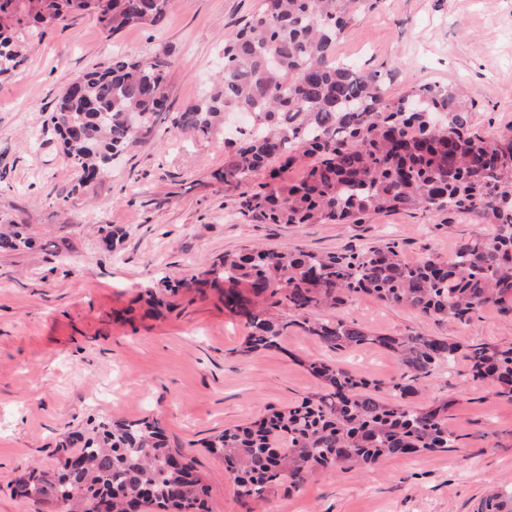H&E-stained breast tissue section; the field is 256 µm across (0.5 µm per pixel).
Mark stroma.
<instances>
[{"label": "stroma", "mask_w": 512, "mask_h": 512, "mask_svg": "<svg viewBox=\"0 0 512 512\" xmlns=\"http://www.w3.org/2000/svg\"><path fill=\"white\" fill-rule=\"evenodd\" d=\"M261 0H171L159 26L108 35L96 19L10 27L25 56L0 75V223L29 225L38 248L0 254V512H56L19 498L25 466L54 472L55 443L88 418L157 419L170 447L192 458L208 483L210 512H474L488 492L512 491V401L472 379L465 357L423 380L415 404L449 401L452 448L389 458L373 469L326 470L300 489L242 496L203 442L226 428L300 404L316 389L305 367L327 360L379 383L404 372L381 348L326 350L289 329L280 348L237 349L245 323L221 295L196 292L200 267L261 247L360 252L390 244L415 263L448 258L489 233L477 217L397 209L359 224H264L244 212L240 189H225L224 132L198 137L172 125L220 68L219 50ZM165 53L167 110L154 137L81 186L66 165L52 115L69 83L113 55ZM337 56L387 73L389 98L426 83L462 87L482 135L512 130V0H360ZM110 224L124 236L107 245ZM67 238V251L45 248ZM184 279L175 308L147 312L138 294L163 276ZM379 334L422 332L468 346L512 341V316L496 306L467 323L435 322L406 306L362 295L331 310Z\"/></svg>", "instance_id": "stroma-1"}]
</instances>
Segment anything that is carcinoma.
Wrapping results in <instances>:
<instances>
[{"mask_svg":"<svg viewBox=\"0 0 512 512\" xmlns=\"http://www.w3.org/2000/svg\"><path fill=\"white\" fill-rule=\"evenodd\" d=\"M170 0H33V20L95 14L109 35L161 24ZM354 0H262L224 40L223 68L212 90L172 118L174 127L207 137L229 109L249 116L236 142H224L227 187L246 184L277 158L307 164L297 183L270 180L242 201L267 224L357 223L397 208L448 210L491 225L453 256L404 262L393 247L359 253L226 254L198 283L223 287L224 309L245 318L249 333L238 352L278 347L290 327L332 352L378 347L400 361L405 382L390 397L379 384L328 361L307 363L318 389L301 404L246 427L226 428L204 446L224 460L243 495L262 499L278 483L297 489L319 470L371 467L419 449H448L449 402L414 405L413 387L451 365L460 345L442 336L378 335L324 312L357 295L409 306L435 321L468 322L493 304L512 316V134L484 138L472 131L469 105L456 92L424 84L390 100L385 75L336 56V41L353 20ZM22 54L0 32V74ZM79 96L63 92L52 117L67 163L105 172L111 158L147 142L166 102L167 62L117 56L82 76ZM34 246L24 224L0 228V253ZM472 377L499 386L512 400V343H477L466 351ZM288 436V448L272 438ZM78 447L80 465L53 474L35 466L15 480L13 494L54 501L66 512H94L98 496L110 512L149 490L143 506L161 512H208L207 484L192 461L169 448L155 419H108L85 433L63 436L56 448ZM476 512H512V493L492 492Z\"/></svg>","mask_w":512,"mask_h":512,"instance_id":"1","label":"carcinoma"}]
</instances>
